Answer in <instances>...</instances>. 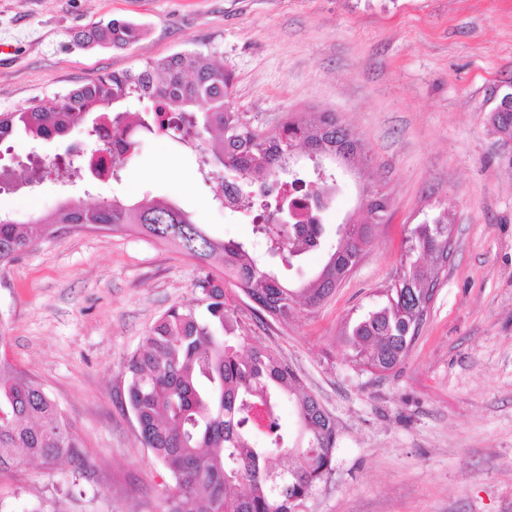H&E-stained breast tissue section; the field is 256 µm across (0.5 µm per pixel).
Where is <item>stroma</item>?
I'll use <instances>...</instances> for the list:
<instances>
[{
  "label": "stroma",
  "instance_id": "obj_1",
  "mask_svg": "<svg viewBox=\"0 0 512 512\" xmlns=\"http://www.w3.org/2000/svg\"><path fill=\"white\" fill-rule=\"evenodd\" d=\"M143 25L130 47L84 48L74 32ZM198 51L235 77L230 104L264 132L331 110L369 149L390 202L340 288L288 324L252 304L236 316L283 356L336 423L332 471L301 512H512V140L491 111L512 93V0H0V113L65 94L85 78ZM83 126L38 143L14 135L0 162L89 147ZM196 155L148 135L120 183L0 191L26 222L73 199L167 196L214 236L264 256L242 215L213 200ZM361 181L341 173L327 221L359 218ZM447 216L453 256L401 365L356 366L346 325L397 280L409 229ZM202 272L171 246L74 230L0 269V358L37 382L80 439L78 457L0 474V512H162L173 481L137 432L124 362Z\"/></svg>",
  "mask_w": 512,
  "mask_h": 512
}]
</instances>
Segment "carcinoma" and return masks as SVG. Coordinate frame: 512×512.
I'll list each match as a JSON object with an SVG mask.
<instances>
[{
	"instance_id": "carcinoma-1",
	"label": "carcinoma",
	"mask_w": 512,
	"mask_h": 512,
	"mask_svg": "<svg viewBox=\"0 0 512 512\" xmlns=\"http://www.w3.org/2000/svg\"><path fill=\"white\" fill-rule=\"evenodd\" d=\"M142 35L139 25L110 21L76 32L86 46L125 49ZM234 75L224 62L185 51L145 63L142 69L96 76L58 99L16 112L0 113V142L19 131L33 139L67 133L91 113L112 106L114 143L110 179L122 178L124 159L138 153L137 131L165 133L166 126L189 127V138L215 132L218 142L197 156L198 165L219 163L245 178H263L260 199L277 217L279 196L288 190L306 197L336 176L334 168H292L294 152L308 148L316 162L334 163L339 152L364 179L363 207L370 219L344 229L345 243L327 256L320 271L300 284L263 265L242 242L210 235L191 214L165 198L128 203L114 198L93 206L65 201L50 214L20 224L0 217V268L32 246L56 239L63 230L97 224L128 231L180 249L208 269L194 284L191 305L164 311L126 359L127 404L140 441L174 481L163 512H300L311 490L332 470L336 426L320 403L304 392L288 361L250 342L240 329L224 282L231 280L264 319L286 323L303 306L315 309L359 261L358 243L369 244L388 220L386 194L371 180L372 157L336 113L314 112L285 122L271 135L258 132L229 106ZM153 102L169 112L167 122L142 116L133 105ZM502 117H492L498 133L512 139V94L500 101ZM79 166L42 162L12 186L32 188L51 179L74 183ZM268 253L285 269L324 248L323 225L298 224L287 234L281 224H258ZM400 285L349 323L344 341L355 363L385 372L406 357L418 334L416 316L435 287L438 253L448 246L443 217L416 224L406 239ZM296 404L297 430L283 427L284 399ZM76 436L55 403L38 385L0 359V471L39 461L46 466L77 453Z\"/></svg>"
}]
</instances>
